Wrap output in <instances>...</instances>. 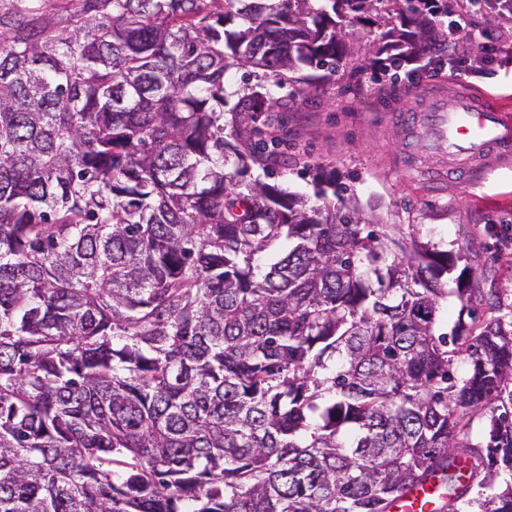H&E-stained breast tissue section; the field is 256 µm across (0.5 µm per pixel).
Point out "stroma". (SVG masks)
<instances>
[{"instance_id":"1","label":"stroma","mask_w":512,"mask_h":512,"mask_svg":"<svg viewBox=\"0 0 512 512\" xmlns=\"http://www.w3.org/2000/svg\"><path fill=\"white\" fill-rule=\"evenodd\" d=\"M482 66L459 73L418 71L395 82L344 66L336 73L307 68L321 91L295 97L279 133L287 164L252 176L280 189L313 196L318 180H336L329 203L358 200L385 224L415 225L422 238L448 251L464 248L469 265L483 269V287L500 291L512 307V160L470 161L460 180L457 159L425 137L424 112L438 94L470 90L512 109V31L488 42Z\"/></svg>"}]
</instances>
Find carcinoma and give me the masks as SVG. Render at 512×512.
<instances>
[{"label": "carcinoma", "mask_w": 512, "mask_h": 512, "mask_svg": "<svg viewBox=\"0 0 512 512\" xmlns=\"http://www.w3.org/2000/svg\"><path fill=\"white\" fill-rule=\"evenodd\" d=\"M456 16L0 0V512H395L428 485L437 512H512L484 273L447 290L463 248L243 180L287 160L281 75L336 72L365 20L356 68L441 64Z\"/></svg>", "instance_id": "carcinoma-1"}]
</instances>
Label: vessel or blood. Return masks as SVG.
<instances>
[{
	"label": "vessel or blood",
	"mask_w": 512,
	"mask_h": 512,
	"mask_svg": "<svg viewBox=\"0 0 512 512\" xmlns=\"http://www.w3.org/2000/svg\"><path fill=\"white\" fill-rule=\"evenodd\" d=\"M430 137L452 154L512 158V110L481 94L454 96L429 116Z\"/></svg>",
	"instance_id": "b4317fda"
}]
</instances>
